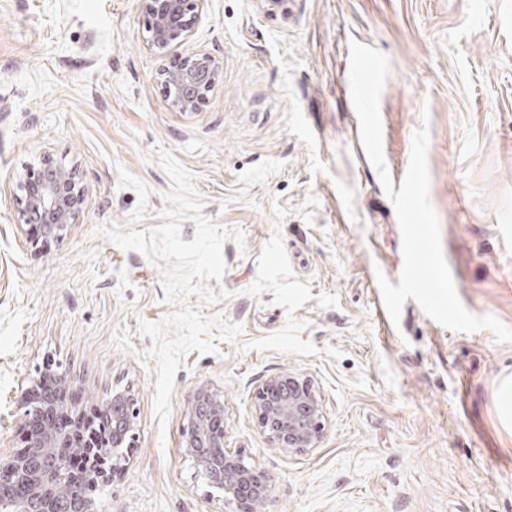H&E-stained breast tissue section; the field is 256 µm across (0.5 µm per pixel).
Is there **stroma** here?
<instances>
[{
	"mask_svg": "<svg viewBox=\"0 0 512 512\" xmlns=\"http://www.w3.org/2000/svg\"><path fill=\"white\" fill-rule=\"evenodd\" d=\"M140 0H0V450H21L19 409L46 364L73 379L84 410L113 387L137 397V442L97 492L100 512H236L213 498L183 447L193 389L224 396V446L269 476L262 512H512V430L497 390L512 343L464 333L406 300L383 316L378 276L398 283L402 235L359 136L349 43L389 62L380 98L384 158L401 185L429 130L430 202L464 307L512 327V0H209L181 57L205 48L223 69L198 109L173 111L145 46ZM192 175L203 214L241 230L190 297L255 341L296 321L315 356L191 352L159 422L152 345L141 326L175 310L163 272L100 232L161 225L172 183L158 152ZM78 165L75 224L46 238L24 224L17 185L42 156ZM281 233L311 300L294 313L249 294ZM312 377L326 418L315 450L283 454L252 407L262 380Z\"/></svg>",
	"mask_w": 512,
	"mask_h": 512,
	"instance_id": "obj_1",
	"label": "stroma"
}]
</instances>
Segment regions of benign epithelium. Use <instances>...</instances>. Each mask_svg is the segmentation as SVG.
<instances>
[{
	"label": "benign epithelium",
	"instance_id": "benign-epithelium-1",
	"mask_svg": "<svg viewBox=\"0 0 512 512\" xmlns=\"http://www.w3.org/2000/svg\"><path fill=\"white\" fill-rule=\"evenodd\" d=\"M147 15L145 42L158 58L194 35L195 24L208 0H142ZM223 63L206 50L197 51L162 70V81L177 112H193L215 85ZM21 200L24 223L36 224L48 237L63 236L75 223L86 188L77 168L42 158L29 172ZM71 380L51 366L44 367L27 389L23 406V453L0 452V512H99L94 491L111 478L91 474L86 486L67 491L69 473L56 449L77 440L70 422ZM257 423L271 447L284 454L318 447L325 434L321 396L304 374L286 372L259 383L252 394ZM136 398L128 388L114 390L101 401L103 420L112 423V473L124 465L135 447ZM184 447L208 485L238 512H260L268 492L264 471L241 454L224 448L223 395L206 383L190 395Z\"/></svg>",
	"mask_w": 512,
	"mask_h": 512
}]
</instances>
